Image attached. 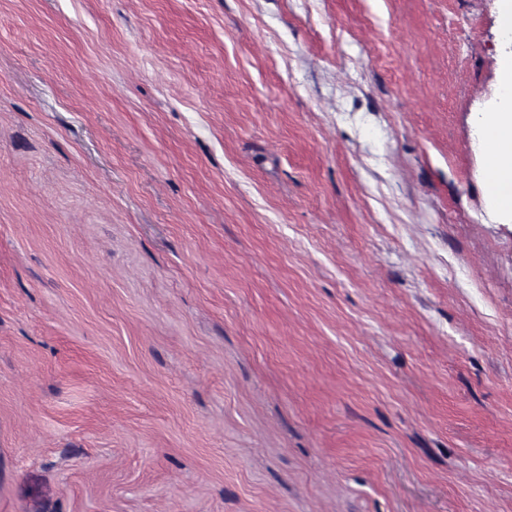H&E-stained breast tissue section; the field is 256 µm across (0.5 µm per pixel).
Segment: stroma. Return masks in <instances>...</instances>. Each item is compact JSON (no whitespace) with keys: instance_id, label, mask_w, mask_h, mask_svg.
Wrapping results in <instances>:
<instances>
[{"instance_id":"stroma-1","label":"stroma","mask_w":512,"mask_h":512,"mask_svg":"<svg viewBox=\"0 0 512 512\" xmlns=\"http://www.w3.org/2000/svg\"><path fill=\"white\" fill-rule=\"evenodd\" d=\"M498 0H0V512H512ZM498 89L492 112H480L483 181L494 208L512 216V50L498 59Z\"/></svg>"}]
</instances>
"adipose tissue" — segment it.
I'll return each mask as SVG.
<instances>
[{
    "label": "adipose tissue",
    "mask_w": 512,
    "mask_h": 512,
    "mask_svg": "<svg viewBox=\"0 0 512 512\" xmlns=\"http://www.w3.org/2000/svg\"><path fill=\"white\" fill-rule=\"evenodd\" d=\"M498 89L493 109L480 113L483 180L494 208L512 216V51L498 59Z\"/></svg>",
    "instance_id": "ef3b65f1"
}]
</instances>
